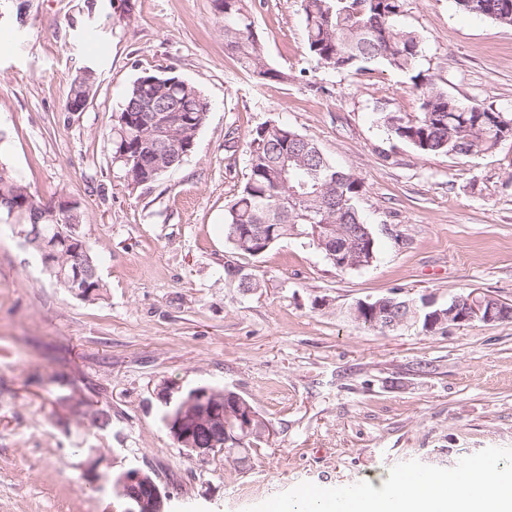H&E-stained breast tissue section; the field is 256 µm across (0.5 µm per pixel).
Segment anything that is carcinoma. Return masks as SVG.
Wrapping results in <instances>:
<instances>
[{
  "mask_svg": "<svg viewBox=\"0 0 512 512\" xmlns=\"http://www.w3.org/2000/svg\"><path fill=\"white\" fill-rule=\"evenodd\" d=\"M224 16V46L257 82L286 81L288 73L272 67L262 41L254 30L247 0H213ZM405 0H301L308 54L326 68L365 74L378 67L407 75L419 99L414 116L381 113L384 129L424 155L484 156L501 142L502 128L512 132V115L495 112L476 103L454 99L441 90L431 75L418 68L423 41L414 30L397 22ZM463 10L512 26V0H456ZM157 82L151 83L149 79ZM210 104L192 84L170 71L139 76L128 87L119 111L113 113L112 158L128 184L139 186L163 177L178 166L179 147L195 141ZM135 114L137 119L127 120ZM249 176L225 209V231L236 253L255 255L257 241L273 244L294 234L297 228L324 254L345 248L351 235L366 236L362 253L348 254L347 270L361 268L362 259L376 252L375 239L362 221L357 201L363 192L358 176L337 168L315 139L288 127L264 124L249 135ZM0 192H28L7 167L0 164ZM0 214L15 221L18 233L40 257L44 269L57 284L70 288L75 260L74 244L61 232L80 226L78 206L60 221L51 211L38 225L29 215ZM81 283L90 292L88 301L100 298L103 285L92 255L84 259ZM432 310L410 317L408 327L425 333H445L448 326L428 324Z\"/></svg>",
  "mask_w": 512,
  "mask_h": 512,
  "instance_id": "carcinoma-1",
  "label": "carcinoma"
}]
</instances>
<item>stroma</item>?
<instances>
[{
    "label": "stroma",
    "mask_w": 512,
    "mask_h": 512,
    "mask_svg": "<svg viewBox=\"0 0 512 512\" xmlns=\"http://www.w3.org/2000/svg\"><path fill=\"white\" fill-rule=\"evenodd\" d=\"M249 4L288 81L254 84L213 0H0V163L42 204L77 205L104 285L94 302L61 288L0 221V512H121L111 481L84 477L92 453L153 468L178 512H264L306 488L377 491L478 457L512 479V322L382 335L348 315L395 291L512 302V138L480 157L417 153L377 120L417 111L405 75L325 68L306 53L300 0ZM400 24L449 96L512 113V26L455 0H406ZM87 67L89 103L67 111ZM166 67L211 109L179 166L131 188L112 114ZM270 123L361 179L369 266L336 269L302 234L234 257L224 210L248 177L251 131ZM234 259L257 289L226 276ZM165 383L235 391L274 435L243 471L188 460L161 424Z\"/></svg>",
    "instance_id": "35a3bbf8"
}]
</instances>
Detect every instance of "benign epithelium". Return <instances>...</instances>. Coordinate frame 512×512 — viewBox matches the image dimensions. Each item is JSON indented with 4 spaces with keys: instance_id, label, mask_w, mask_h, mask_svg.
Segmentation results:
<instances>
[{
    "instance_id": "benign-epithelium-1",
    "label": "benign epithelium",
    "mask_w": 512,
    "mask_h": 512,
    "mask_svg": "<svg viewBox=\"0 0 512 512\" xmlns=\"http://www.w3.org/2000/svg\"><path fill=\"white\" fill-rule=\"evenodd\" d=\"M511 319L512 303L483 292L474 290L448 302L450 326ZM222 396L216 405L208 386L184 390L174 385L157 392L164 407V426L188 458L201 462L210 460L216 447L224 445V438H237V430L245 438L258 432L263 439L273 436L271 425H257L258 415L237 392L225 389ZM113 488L117 497L127 505L126 512H165L169 507L170 497L161 492L147 469L140 465H129L120 470L113 480Z\"/></svg>"
}]
</instances>
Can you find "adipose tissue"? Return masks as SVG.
<instances>
[{"instance_id":"ef3b65f1","label":"adipose tissue","mask_w":512,"mask_h":512,"mask_svg":"<svg viewBox=\"0 0 512 512\" xmlns=\"http://www.w3.org/2000/svg\"><path fill=\"white\" fill-rule=\"evenodd\" d=\"M384 497L392 512H512V481L472 470L450 486L443 475L429 472L415 482L393 486Z\"/></svg>"}]
</instances>
